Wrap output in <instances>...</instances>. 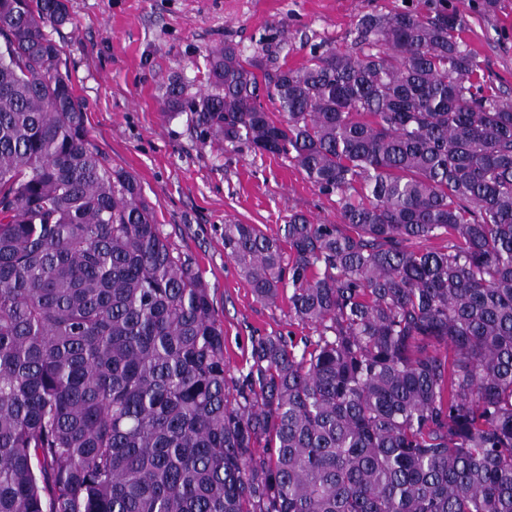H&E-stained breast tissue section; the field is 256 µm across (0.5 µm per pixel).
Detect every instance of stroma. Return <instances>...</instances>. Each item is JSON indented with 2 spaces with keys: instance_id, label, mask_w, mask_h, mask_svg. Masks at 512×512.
<instances>
[{
  "instance_id": "obj_1",
  "label": "stroma",
  "mask_w": 512,
  "mask_h": 512,
  "mask_svg": "<svg viewBox=\"0 0 512 512\" xmlns=\"http://www.w3.org/2000/svg\"><path fill=\"white\" fill-rule=\"evenodd\" d=\"M428 0H68L71 24L53 31L88 115L90 140L112 166L132 174L164 235L195 258L224 326V355L244 365L251 336L304 335L286 303L256 301L224 254V224H253L281 234L290 213L341 221L336 196L313 186L287 157L203 135L188 111L165 104L168 80L204 86L211 47L236 44L263 60L285 49L301 62L313 48L348 46L360 16ZM462 19V39L485 76L512 93V0H448Z\"/></svg>"
}]
</instances>
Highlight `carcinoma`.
Segmentation results:
<instances>
[{
    "instance_id": "obj_1",
    "label": "carcinoma",
    "mask_w": 512,
    "mask_h": 512,
    "mask_svg": "<svg viewBox=\"0 0 512 512\" xmlns=\"http://www.w3.org/2000/svg\"><path fill=\"white\" fill-rule=\"evenodd\" d=\"M69 20L0 0V512H512V98L460 16L364 14L261 78L226 43L205 88L169 83L340 205L224 225L256 300L311 330L251 337L240 369L198 265L87 138L48 32Z\"/></svg>"
}]
</instances>
